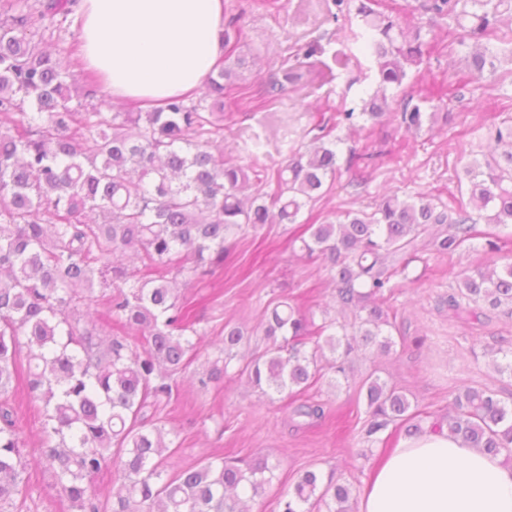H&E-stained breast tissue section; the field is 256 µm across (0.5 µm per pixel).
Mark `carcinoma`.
<instances>
[{"label": "carcinoma", "mask_w": 512, "mask_h": 512, "mask_svg": "<svg viewBox=\"0 0 512 512\" xmlns=\"http://www.w3.org/2000/svg\"><path fill=\"white\" fill-rule=\"evenodd\" d=\"M75 2L0 0V512H10L27 485L22 429L9 407L18 383L41 403L40 459L75 512H253L278 464L266 456L216 457L172 472L169 432L145 408L172 400L177 378L207 345L216 355L198 373L199 390L233 374L271 402L302 394L326 369L336 384L358 352L390 353L393 279L407 269L415 242L446 225L432 246L451 259L490 236L477 225L512 228V124L487 130L506 150L464 163L457 205L428 192L410 201L384 196L369 212L347 211L291 238L290 246L333 272L336 307L352 321L318 324L289 301L269 305L261 321L265 349L231 373L242 329L227 322L207 342L193 305L179 300L177 278L189 285L215 276L227 239L249 225L301 223L339 173L336 141L321 126L306 151L270 174L251 176L224 160L226 82L246 64L235 18L224 29V61L204 83L210 105L174 97L149 111L132 103L102 111L97 77L75 79L63 51L44 46L46 32L69 31ZM414 11L427 22L384 3L358 9L362 30L349 34L364 41L376 88L336 113V125L391 114L388 90L401 88L437 48L433 27L442 21L458 32V45L474 43L464 57L473 79L512 65V49L502 59L490 47L512 44V0H418ZM323 54L317 41L304 51L318 75L329 68ZM432 98L424 89L403 100L399 125L420 131L448 120L428 108ZM252 179L255 192L245 196ZM132 255L137 269L126 265ZM457 288L448 298L457 319L512 313V263L463 269ZM496 354V371L512 376V347ZM363 387L367 437L391 425L408 437L423 431L425 412L394 385L370 375ZM452 406L436 427L470 447L512 456V403L465 386ZM293 414L313 420L323 409L304 401ZM109 467L116 480L102 500L94 481ZM354 501L341 479L307 470L283 494L281 512H354Z\"/></svg>", "instance_id": "cac0c4a2"}]
</instances>
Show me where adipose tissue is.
I'll use <instances>...</instances> for the list:
<instances>
[{"label":"adipose tissue","mask_w":512,"mask_h":512,"mask_svg":"<svg viewBox=\"0 0 512 512\" xmlns=\"http://www.w3.org/2000/svg\"><path fill=\"white\" fill-rule=\"evenodd\" d=\"M73 17L84 69L116 99L198 89L224 51V0H78ZM359 512H512V467L428 428L376 462Z\"/></svg>","instance_id":"adipose-tissue-1"}]
</instances>
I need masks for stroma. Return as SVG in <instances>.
<instances>
[{"mask_svg": "<svg viewBox=\"0 0 512 512\" xmlns=\"http://www.w3.org/2000/svg\"><path fill=\"white\" fill-rule=\"evenodd\" d=\"M298 3L279 0L272 8L266 0H224L225 19H238L242 27L241 46L248 61L224 96L229 113L224 154L248 169L276 168L297 146L301 129L312 127L313 113L333 114L343 102L373 91L372 61L358 43L351 47L355 62L335 79L268 94L270 77L278 75L282 65L300 66L302 46L320 35L314 23L299 14ZM436 34L437 50L410 72L394 97L400 100L430 84H444L453 91L438 104L448 115L447 123L417 134L405 132L393 119L368 121L354 132L338 128L340 175L314 206L305 209L304 221L319 223L342 211H367L386 194L403 200L419 192L447 196L456 191L466 160L486 151L488 127L512 118V81L499 72L472 80L463 65L448 63L446 27H437ZM353 147L368 149L365 167L349 165ZM292 231L288 224H268L240 232L227 243L223 271L180 290L194 303L210 336H219L228 321L242 326L245 336L239 354L264 349L259 324L271 302L286 299L309 308L318 322L334 314L330 273L318 259L292 256ZM498 244L492 251L485 239H478L473 249L452 260L432 246L418 247L406 271V285L391 301L396 315L392 352L355 356L347 381L334 387L323 379L308 389L307 397L324 409L318 421L294 417L288 399L269 402L236 379L198 391L191 376L207 361L199 356L190 366V377L181 381L178 397L156 411L178 448L175 465L190 466L216 456L267 455L279 464L277 477L257 497L253 510L279 512L281 495L304 470L336 474L359 491L375 457L403 441V433L390 428L380 441L367 443L366 404L359 388L368 374L389 380L434 417L448 413L453 394L464 386L512 396V377L498 374L489 356L490 349L512 343V315L496 313L482 322L466 323L448 310L458 270L493 261L512 263V232L501 231ZM12 402L25 431L23 452L31 464L24 512H71L53 489L49 471L37 461L41 413L24 393L15 394Z\"/></svg>", "mask_w": 512, "mask_h": 512, "instance_id": "stroma-1", "label": "stroma"}]
</instances>
